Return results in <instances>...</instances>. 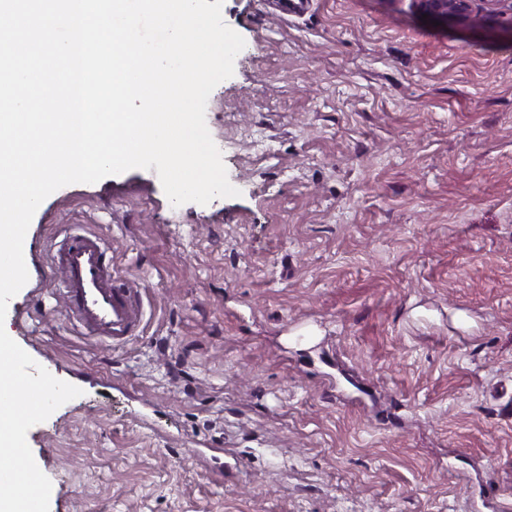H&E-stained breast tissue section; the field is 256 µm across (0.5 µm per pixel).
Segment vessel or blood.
Returning <instances> with one entry per match:
<instances>
[{
    "mask_svg": "<svg viewBox=\"0 0 512 512\" xmlns=\"http://www.w3.org/2000/svg\"><path fill=\"white\" fill-rule=\"evenodd\" d=\"M48 270L60 272L57 291L76 326L114 342L135 335L140 322L137 291L113 278L99 237L76 226L64 229Z\"/></svg>",
    "mask_w": 512,
    "mask_h": 512,
    "instance_id": "b4317fda",
    "label": "vessel or blood"
}]
</instances>
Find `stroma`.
Here are the masks:
<instances>
[{"label": "stroma", "mask_w": 512, "mask_h": 512, "mask_svg": "<svg viewBox=\"0 0 512 512\" xmlns=\"http://www.w3.org/2000/svg\"><path fill=\"white\" fill-rule=\"evenodd\" d=\"M206 125L240 194L64 186L5 330L79 387L27 433L49 512H512V22L411 0H223ZM141 288L121 344L45 272L58 230ZM416 10L438 22L448 23V18L469 19L475 0H413Z\"/></svg>", "instance_id": "1"}]
</instances>
